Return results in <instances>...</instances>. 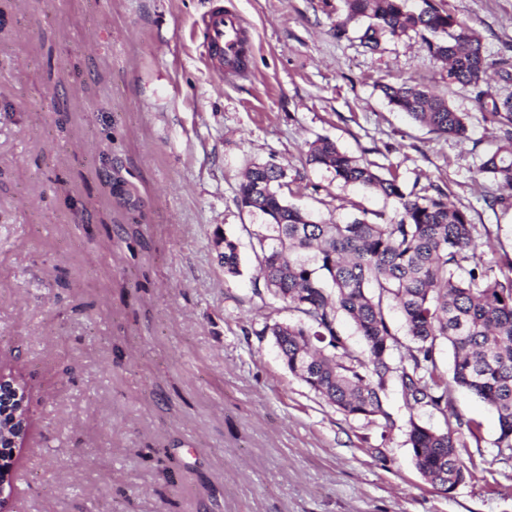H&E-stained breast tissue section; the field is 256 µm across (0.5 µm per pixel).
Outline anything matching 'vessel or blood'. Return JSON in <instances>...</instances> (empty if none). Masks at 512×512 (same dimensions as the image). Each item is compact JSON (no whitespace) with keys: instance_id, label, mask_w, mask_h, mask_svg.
I'll use <instances>...</instances> for the list:
<instances>
[{"instance_id":"obj_1","label":"vessel or blood","mask_w":512,"mask_h":512,"mask_svg":"<svg viewBox=\"0 0 512 512\" xmlns=\"http://www.w3.org/2000/svg\"><path fill=\"white\" fill-rule=\"evenodd\" d=\"M201 24L210 63L224 73H238L240 59L250 53L242 19L233 11L216 9L205 14Z\"/></svg>"}]
</instances>
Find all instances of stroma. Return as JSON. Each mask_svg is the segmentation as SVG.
<instances>
[{
    "instance_id": "obj_1",
    "label": "stroma",
    "mask_w": 512,
    "mask_h": 512,
    "mask_svg": "<svg viewBox=\"0 0 512 512\" xmlns=\"http://www.w3.org/2000/svg\"><path fill=\"white\" fill-rule=\"evenodd\" d=\"M512 55V0H435ZM237 12L246 73L204 56L202 15ZM343 0H0V368L25 388L30 428L12 470L13 512H512L496 414L465 389L449 412L478 424L452 493L418 472L407 408L353 419L284 365L255 293L238 203L246 167L286 172L288 203L327 224L392 223L399 204L309 164L320 137L442 190L475 226L477 260L512 278V191L479 173L500 135L449 83L420 36L363 48ZM428 86L470 115L467 139L393 111L380 87ZM502 197L488 207L486 198ZM237 238L225 275L217 234Z\"/></svg>"
}]
</instances>
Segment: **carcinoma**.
<instances>
[{
    "label": "carcinoma",
    "instance_id": "cac0c4a2",
    "mask_svg": "<svg viewBox=\"0 0 512 512\" xmlns=\"http://www.w3.org/2000/svg\"><path fill=\"white\" fill-rule=\"evenodd\" d=\"M347 23L364 20L359 36L368 50L383 39L427 32L433 59L447 65L448 81L476 92L479 110L490 66L506 84L512 82V56L489 64L476 31L424 0L418 10L408 0H344ZM391 108L441 135L467 136L469 115L420 84H385ZM491 115L502 131V145L487 154L479 173L512 189V95L492 101ZM307 160L334 171L346 183H358L397 200L400 219L390 224L355 219L320 224L288 205L279 189L284 170L272 163L249 167L239 185L242 208L268 217L263 230L243 227L257 261V279L266 292L295 311L298 319L280 323L266 317L260 335L270 334L288 370L347 416L390 421L383 408L387 386L398 389L406 405L428 406L445 418V429L410 422L408 443L415 467L430 484L451 493L466 480L468 469L458 449L476 426L448 419L454 388H465L493 408L500 424L497 457L512 462V280L491 276L477 263L474 225L467 211L448 204L442 191L431 196L406 194L395 174L382 178L371 164L318 139ZM225 273L240 274L235 240L224 237L219 253ZM405 324L402 342L388 319L390 305ZM349 318L366 350L349 347L337 325ZM453 349L452 375L440 370L437 341Z\"/></svg>",
    "mask_w": 512,
    "mask_h": 512
}]
</instances>
